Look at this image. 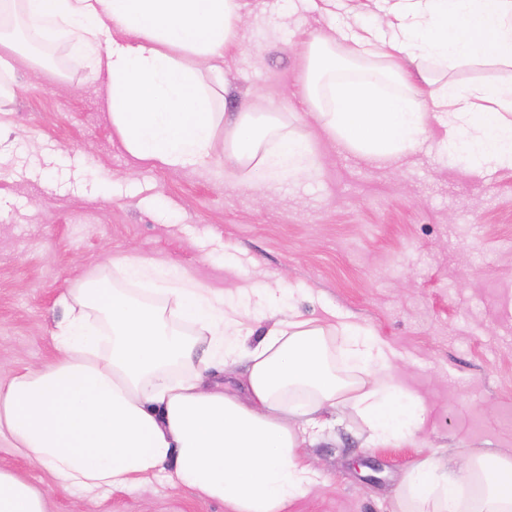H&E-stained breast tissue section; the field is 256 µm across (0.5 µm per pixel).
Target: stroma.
Wrapping results in <instances>:
<instances>
[{"instance_id":"35a3bbf8","label":"stroma","mask_w":512,"mask_h":512,"mask_svg":"<svg viewBox=\"0 0 512 512\" xmlns=\"http://www.w3.org/2000/svg\"><path fill=\"white\" fill-rule=\"evenodd\" d=\"M247 22L224 60L226 109L278 112L311 143L317 170L301 184L246 189L224 155L172 173L134 162L83 55L49 42L36 60L25 36L0 83V365L52 361L57 299L87 279L116 278L133 252L180 266L213 291L245 272L292 289L307 318L333 308L398 354L394 382L423 400L406 442L364 445L351 413L307 448L324 480L289 512H391L392 491L424 455L512 448V170L470 172L465 154L423 145L367 164L326 138L297 83L310 35L366 22L329 19L295 0H244ZM50 512H226L155 480L111 498L52 493Z\"/></svg>"}]
</instances>
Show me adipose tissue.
Wrapping results in <instances>:
<instances>
[{"instance_id": "1", "label": "adipose tissue", "mask_w": 512, "mask_h": 512, "mask_svg": "<svg viewBox=\"0 0 512 512\" xmlns=\"http://www.w3.org/2000/svg\"><path fill=\"white\" fill-rule=\"evenodd\" d=\"M16 13L29 32L82 47L131 157L182 171L208 165L220 146L242 184L311 177L308 139L279 114L216 109L241 0H0L1 19ZM303 62L308 112L358 159L415 151L431 115L448 128L439 151L512 169V80L460 89L437 77L459 65L512 68V0H376L372 22L311 36ZM114 267L123 287L98 276L59 297L69 315L53 333L54 361L0 367V447L48 476L41 487L0 465V512H49L54 491L95 501L154 479L228 512H288L321 482L303 449L341 409L366 423L375 447L421 424L423 402L392 381L391 348L348 317H302L262 284L244 309L131 252ZM240 365L238 392L209 379ZM394 501V512H512V451L453 469L425 455Z\"/></svg>"}]
</instances>
